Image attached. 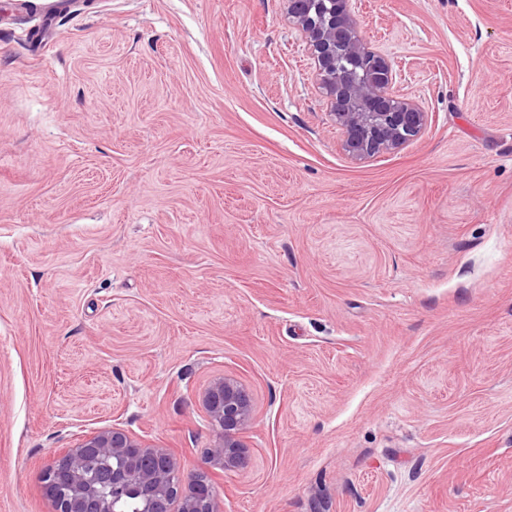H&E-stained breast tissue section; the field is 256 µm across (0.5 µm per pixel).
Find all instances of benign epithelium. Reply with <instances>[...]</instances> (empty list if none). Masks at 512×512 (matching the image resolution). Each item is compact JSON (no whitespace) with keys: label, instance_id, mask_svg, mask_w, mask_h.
Returning a JSON list of instances; mask_svg holds the SVG:
<instances>
[{"label":"benign epithelium","instance_id":"1","mask_svg":"<svg viewBox=\"0 0 512 512\" xmlns=\"http://www.w3.org/2000/svg\"><path fill=\"white\" fill-rule=\"evenodd\" d=\"M315 68L331 115L345 133L343 147L354 157L398 149L423 132L428 113L400 93L396 64L369 49L358 34L355 0H286ZM215 439L209 462L226 471L246 463L241 434L253 417V403L235 380L212 383L201 397ZM112 460V480L104 488L88 464ZM54 512H121L118 503L133 487L141 512H222L205 472L184 475L165 448H150L112 428L84 436L53 456L42 474Z\"/></svg>","mask_w":512,"mask_h":512}]
</instances>
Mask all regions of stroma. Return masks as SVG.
<instances>
[{"label": "stroma", "instance_id": "obj_1", "mask_svg": "<svg viewBox=\"0 0 512 512\" xmlns=\"http://www.w3.org/2000/svg\"><path fill=\"white\" fill-rule=\"evenodd\" d=\"M357 2L428 114L361 160L285 0H74L40 49L0 0V512L112 427L224 512H512V0ZM201 400L215 431L213 445L208 448L209 462L224 471L242 468L246 447L241 434L253 417L250 395L237 381L224 378L206 388Z\"/></svg>", "mask_w": 512, "mask_h": 512}]
</instances>
